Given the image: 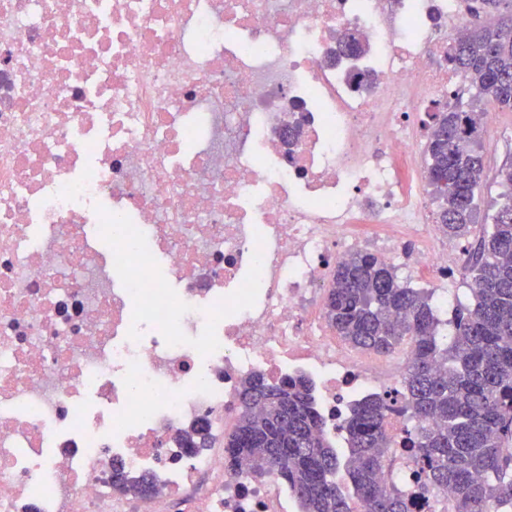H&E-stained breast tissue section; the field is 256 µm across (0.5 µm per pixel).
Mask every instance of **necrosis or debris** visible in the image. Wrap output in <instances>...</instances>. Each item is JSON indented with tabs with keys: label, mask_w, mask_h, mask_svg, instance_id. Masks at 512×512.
<instances>
[{
	"label": "necrosis or debris",
	"mask_w": 512,
	"mask_h": 512,
	"mask_svg": "<svg viewBox=\"0 0 512 512\" xmlns=\"http://www.w3.org/2000/svg\"><path fill=\"white\" fill-rule=\"evenodd\" d=\"M470 21L461 0H0V512H296L224 467L240 384L306 376L338 441L412 348L336 336V264L403 263L454 308L464 249L423 152ZM200 420L208 447L182 448ZM385 420L386 480L451 512Z\"/></svg>",
	"instance_id": "necrosis-or-debris-1"
}]
</instances>
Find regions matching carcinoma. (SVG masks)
I'll return each instance as SVG.
<instances>
[{
	"label": "carcinoma",
	"mask_w": 512,
	"mask_h": 512,
	"mask_svg": "<svg viewBox=\"0 0 512 512\" xmlns=\"http://www.w3.org/2000/svg\"><path fill=\"white\" fill-rule=\"evenodd\" d=\"M478 22L452 44L448 61L474 104L437 106L428 113L425 149L429 184L439 201L437 221L452 238H469L484 181L480 107L512 111V0H475ZM501 204L470 258L473 304L449 321V340L429 294L402 283L395 268L369 253L336 266L325 317L336 335L381 355L411 342L414 357L402 381L404 430L414 455L426 462L423 486L444 494L453 512H484L492 503L512 512V168L499 173ZM241 411L224 438V464L252 479L277 475L292 489L299 512H350L336 482V448L319 432L308 381L279 383L254 374L239 391ZM386 399L356 406L347 421L349 479L363 512H411L409 495L383 479L392 462L383 425ZM209 427L182 436L201 448Z\"/></svg>",
	"instance_id": "cac0c4a2"
}]
</instances>
